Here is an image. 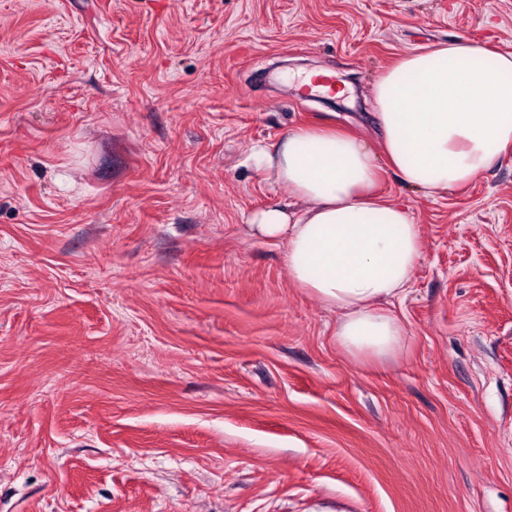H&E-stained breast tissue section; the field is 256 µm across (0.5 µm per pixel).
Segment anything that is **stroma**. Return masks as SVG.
I'll return each mask as SVG.
<instances>
[{
	"instance_id": "obj_1",
	"label": "stroma",
	"mask_w": 512,
	"mask_h": 512,
	"mask_svg": "<svg viewBox=\"0 0 512 512\" xmlns=\"http://www.w3.org/2000/svg\"><path fill=\"white\" fill-rule=\"evenodd\" d=\"M459 39L512 52V0H0V512H512V150L383 172L393 357L244 229L289 201L253 147L376 141V77Z\"/></svg>"
}]
</instances>
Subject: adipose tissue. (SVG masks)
I'll return each mask as SVG.
<instances>
[{
    "label": "adipose tissue",
    "instance_id": "adipose-tissue-1",
    "mask_svg": "<svg viewBox=\"0 0 512 512\" xmlns=\"http://www.w3.org/2000/svg\"><path fill=\"white\" fill-rule=\"evenodd\" d=\"M380 147L332 124L302 126L256 161L287 189L289 207L255 213L257 240L286 248L288 275L342 315L338 343L396 355L407 334L386 306L423 258L407 208L378 203L382 166L433 195L494 167L512 147V54L467 40L404 55L372 85Z\"/></svg>",
    "mask_w": 512,
    "mask_h": 512
}]
</instances>
